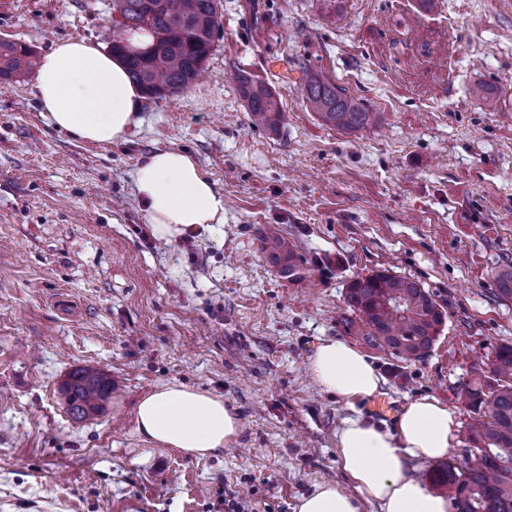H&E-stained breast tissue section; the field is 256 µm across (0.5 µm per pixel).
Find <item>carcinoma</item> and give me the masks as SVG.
Returning <instances> with one entry per match:
<instances>
[{"label":"carcinoma","mask_w":512,"mask_h":512,"mask_svg":"<svg viewBox=\"0 0 512 512\" xmlns=\"http://www.w3.org/2000/svg\"><path fill=\"white\" fill-rule=\"evenodd\" d=\"M221 0H117L121 37L112 41V54L125 64L132 82L150 97L175 95L189 89L201 75L221 27ZM148 31L151 50L139 52L127 35ZM31 49L0 40V78L32 73ZM240 91L254 127L278 132L288 122L278 96L266 84L244 75ZM310 109L325 124L354 131L371 124L376 114L364 109L345 89L328 78L308 74L301 89ZM261 251L291 281L302 277V259L274 224L258 229ZM498 293L512 300V264L498 273ZM350 317L355 329L374 348L411 360L424 357L434 345L443 313L431 294L417 281L387 269L356 278L347 288ZM489 383L477 374L461 384L457 399L474 414L467 441L469 455L483 452L482 464L452 462L434 469L432 483L453 492L455 512H512V345L493 352ZM72 416L92 420L112 394V379L92 367L74 370L62 383Z\"/></svg>","instance_id":"carcinoma-1"}]
</instances>
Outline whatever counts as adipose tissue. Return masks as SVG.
I'll return each instance as SVG.
<instances>
[{"instance_id": "1", "label": "adipose tissue", "mask_w": 512, "mask_h": 512, "mask_svg": "<svg viewBox=\"0 0 512 512\" xmlns=\"http://www.w3.org/2000/svg\"><path fill=\"white\" fill-rule=\"evenodd\" d=\"M36 89L52 123L83 141L115 142L137 122L140 89L118 58L84 39L59 41L42 57ZM135 182L158 239L170 243L223 228L224 196L190 154L175 149L152 153L138 165ZM308 368L321 390L349 411L336 431V448L355 491L317 484L300 498L296 512H360L366 502L380 503L382 512H448L447 500L426 490L409 474L408 464L447 456L457 442L456 410L437 398L418 397L403 408L394 428H385L356 411L357 402L376 394L382 384L360 349L324 340ZM136 416L146 438L200 456L223 451L241 430L222 398L178 384L143 397Z\"/></svg>"}]
</instances>
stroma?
<instances>
[{
  "label": "stroma",
  "instance_id": "1",
  "mask_svg": "<svg viewBox=\"0 0 512 512\" xmlns=\"http://www.w3.org/2000/svg\"><path fill=\"white\" fill-rule=\"evenodd\" d=\"M222 28L183 94L141 98L110 144L56 129L34 76L0 81V512H296L315 484L349 488L336 430L349 412L308 372L318 343L364 348L396 408L433 396L458 412L449 461L468 458L456 389L512 344V0H221ZM116 0H0V39L46 54L63 39L110 49ZM288 114L253 127L237 77ZM345 88L376 123L344 132L303 101L305 73ZM498 89L488 106L483 86ZM190 153L224 196L221 234L158 243L134 184L149 153ZM303 259L284 279L257 230ZM387 268L443 307L431 351L406 361L348 330V284ZM112 378L96 419L59 388ZM223 398L234 444L198 457L136 428L166 384Z\"/></svg>",
  "mask_w": 512,
  "mask_h": 512
}]
</instances>
